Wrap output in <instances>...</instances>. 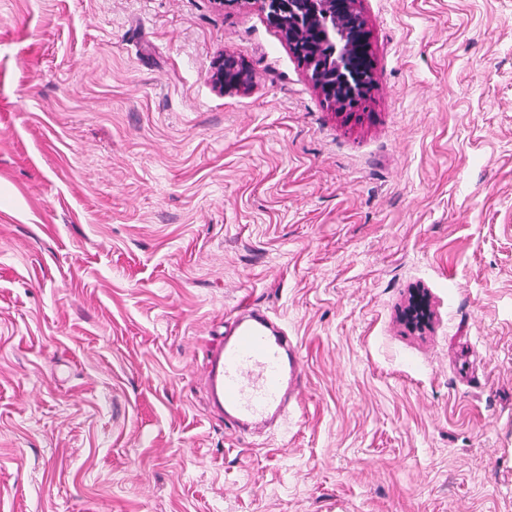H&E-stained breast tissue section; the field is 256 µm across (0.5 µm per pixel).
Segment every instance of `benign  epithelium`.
Returning a JSON list of instances; mask_svg holds the SVG:
<instances>
[{"mask_svg": "<svg viewBox=\"0 0 512 512\" xmlns=\"http://www.w3.org/2000/svg\"><path fill=\"white\" fill-rule=\"evenodd\" d=\"M266 12L316 90L337 111L355 109L375 85L371 32L363 0H256ZM211 80L220 91L243 81V70L230 56L213 66ZM425 295L414 293L405 311L407 323L418 328L429 319Z\"/></svg>", "mask_w": 512, "mask_h": 512, "instance_id": "7a95c632", "label": "benign epithelium"}]
</instances>
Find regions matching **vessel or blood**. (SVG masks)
<instances>
[{"mask_svg":"<svg viewBox=\"0 0 512 512\" xmlns=\"http://www.w3.org/2000/svg\"><path fill=\"white\" fill-rule=\"evenodd\" d=\"M209 399L236 430L281 425L301 395L296 342L267 311L239 305L204 369Z\"/></svg>","mask_w":512,"mask_h":512,"instance_id":"1","label":"vessel or blood"}]
</instances>
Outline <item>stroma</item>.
<instances>
[{
  "label": "stroma",
  "mask_w": 512,
  "mask_h": 512,
  "mask_svg": "<svg viewBox=\"0 0 512 512\" xmlns=\"http://www.w3.org/2000/svg\"><path fill=\"white\" fill-rule=\"evenodd\" d=\"M363 7L339 113L254 0H0V512H512V0ZM244 300L284 430L201 383ZM243 70L239 68L238 62L230 56H221L217 59L213 66L211 80L216 89L224 90V86L229 85L227 82L240 84L243 81ZM429 316L430 309L425 295L419 292L414 293L405 311L407 323L414 328H418L429 319Z\"/></svg>",
  "instance_id": "1"
}]
</instances>
